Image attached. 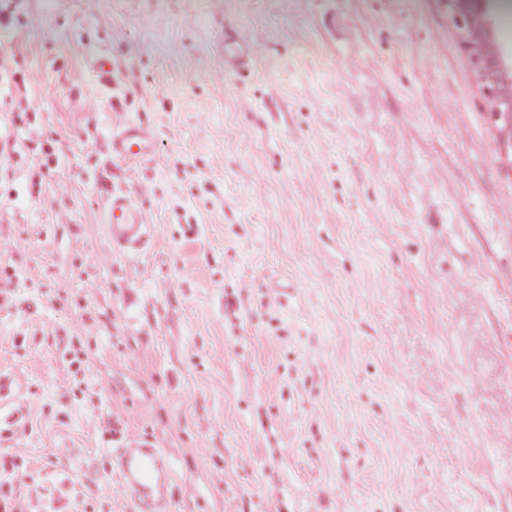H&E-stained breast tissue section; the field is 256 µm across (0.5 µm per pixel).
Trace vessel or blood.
I'll list each match as a JSON object with an SVG mask.
<instances>
[{"mask_svg":"<svg viewBox=\"0 0 512 512\" xmlns=\"http://www.w3.org/2000/svg\"><path fill=\"white\" fill-rule=\"evenodd\" d=\"M149 145L148 133L131 127L113 141L112 149L120 157L139 159L147 155ZM106 231L115 249L136 251L148 241L151 227L145 224L126 198L115 197L107 205ZM115 459L124 492L145 502L160 498L157 478L165 474L167 468L156 449L134 444L119 449Z\"/></svg>","mask_w":512,"mask_h":512,"instance_id":"obj_1","label":"vessel or blood"}]
</instances>
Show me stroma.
<instances>
[{
    "label": "stroma",
    "instance_id": "1",
    "mask_svg": "<svg viewBox=\"0 0 512 512\" xmlns=\"http://www.w3.org/2000/svg\"><path fill=\"white\" fill-rule=\"evenodd\" d=\"M0 13V501L512 512V166L448 0ZM150 136L142 129L128 128L119 139L112 143V150L125 159H140L147 155ZM105 228L115 249L137 251L148 241L150 224H145L140 214L123 197H112L107 205ZM115 459L124 492L145 502L161 497V486L155 474L166 477L167 468L156 449L133 443L130 448H120Z\"/></svg>",
    "mask_w": 512,
    "mask_h": 512
}]
</instances>
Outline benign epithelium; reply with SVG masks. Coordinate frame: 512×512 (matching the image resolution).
Returning a JSON list of instances; mask_svg holds the SVG:
<instances>
[{"label": "benign epithelium", "mask_w": 512, "mask_h": 512, "mask_svg": "<svg viewBox=\"0 0 512 512\" xmlns=\"http://www.w3.org/2000/svg\"><path fill=\"white\" fill-rule=\"evenodd\" d=\"M463 38L485 86L492 120L498 128L501 151L512 158V66L491 45L492 20L475 0H448Z\"/></svg>", "instance_id": "obj_1"}]
</instances>
